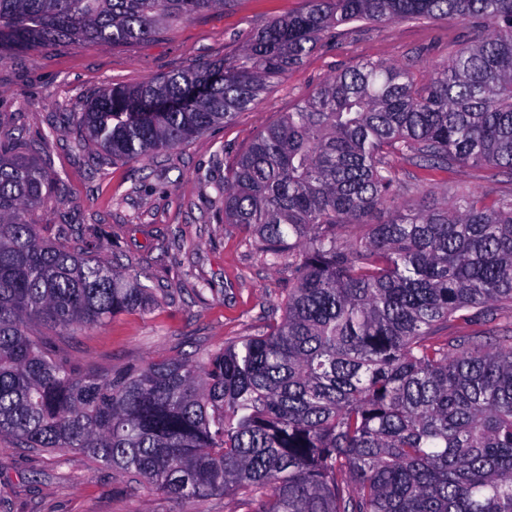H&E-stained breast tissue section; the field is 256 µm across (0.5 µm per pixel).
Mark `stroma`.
I'll list each match as a JSON object with an SVG mask.
<instances>
[{
  "label": "stroma",
  "mask_w": 512,
  "mask_h": 512,
  "mask_svg": "<svg viewBox=\"0 0 512 512\" xmlns=\"http://www.w3.org/2000/svg\"><path fill=\"white\" fill-rule=\"evenodd\" d=\"M303 0H227L223 9L182 22L163 38L126 46L0 52V131H16L65 184L67 204L36 212L46 236L77 224L70 246L124 269L144 272L159 304L105 327L53 334L56 354L115 373L156 358L204 353L265 330L279 315L292 278L265 264L245 234L224 221L216 191L224 170L281 113L326 79L357 63H401L416 51L442 62L464 41L455 21L349 26L339 43L310 54L252 110L228 126L143 163H112L78 147L68 118L112 84H136L234 54L260 23L301 9ZM408 198L418 186L449 194L512 195V176L478 166L424 171L399 163ZM207 179H200V172ZM10 512H239L234 496L177 501L140 488L129 476L72 451L59 457L0 441V503Z\"/></svg>",
  "instance_id": "1"
}]
</instances>
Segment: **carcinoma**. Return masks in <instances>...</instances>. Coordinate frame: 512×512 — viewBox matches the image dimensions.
Instances as JSON below:
<instances>
[{
  "instance_id": "cac0c4a2",
  "label": "carcinoma",
  "mask_w": 512,
  "mask_h": 512,
  "mask_svg": "<svg viewBox=\"0 0 512 512\" xmlns=\"http://www.w3.org/2000/svg\"><path fill=\"white\" fill-rule=\"evenodd\" d=\"M226 0H0V48L159 38ZM453 20L423 67L363 61L265 127L217 187L224 222L293 279L266 330L117 374L30 324L149 309L139 274L41 235L65 184L0 135V439L75 450L176 501L242 512H512V197L400 200L393 160L512 175V0H304L238 51L104 88L78 145L140 162L233 123L341 28ZM383 210L390 217L375 221ZM453 322L459 336L437 332Z\"/></svg>"
}]
</instances>
